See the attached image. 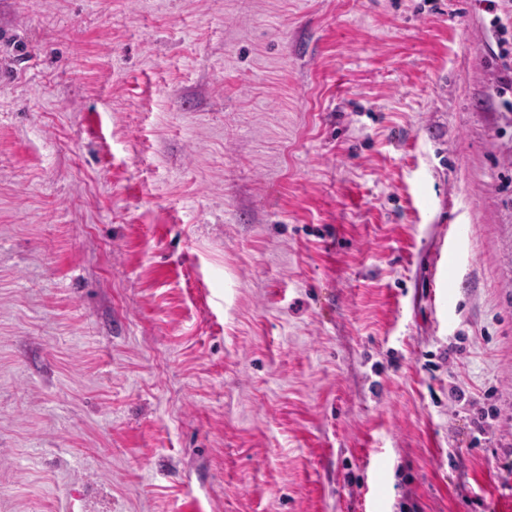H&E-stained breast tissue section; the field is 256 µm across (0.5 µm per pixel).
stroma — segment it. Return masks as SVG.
<instances>
[{
  "label": "stroma",
  "instance_id": "35a3bbf8",
  "mask_svg": "<svg viewBox=\"0 0 512 512\" xmlns=\"http://www.w3.org/2000/svg\"><path fill=\"white\" fill-rule=\"evenodd\" d=\"M504 41L0 0V512H512Z\"/></svg>",
  "mask_w": 512,
  "mask_h": 512
}]
</instances>
